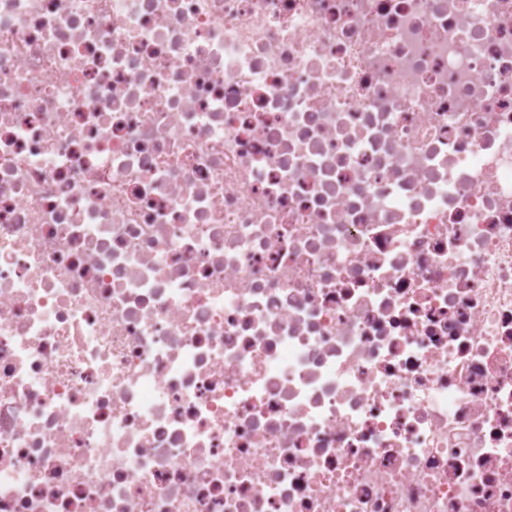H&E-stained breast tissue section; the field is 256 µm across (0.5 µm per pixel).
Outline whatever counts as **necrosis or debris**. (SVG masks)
<instances>
[{
  "label": "necrosis or debris",
  "mask_w": 512,
  "mask_h": 512,
  "mask_svg": "<svg viewBox=\"0 0 512 512\" xmlns=\"http://www.w3.org/2000/svg\"><path fill=\"white\" fill-rule=\"evenodd\" d=\"M0 512H512V0H0Z\"/></svg>",
  "instance_id": "1"
}]
</instances>
